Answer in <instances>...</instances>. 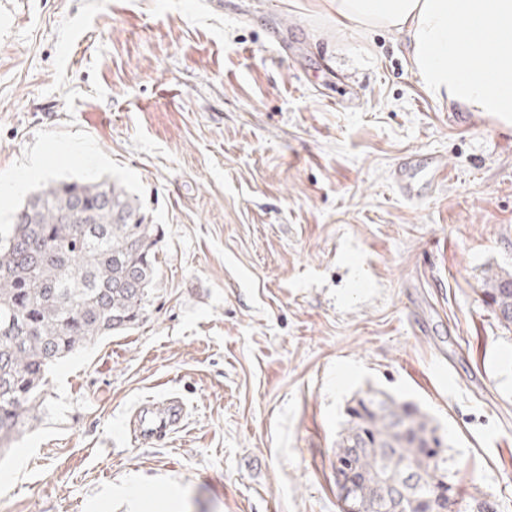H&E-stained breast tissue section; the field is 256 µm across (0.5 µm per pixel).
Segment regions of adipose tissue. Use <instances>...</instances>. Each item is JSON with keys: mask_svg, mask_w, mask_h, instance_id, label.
Masks as SVG:
<instances>
[{"mask_svg": "<svg viewBox=\"0 0 512 512\" xmlns=\"http://www.w3.org/2000/svg\"><path fill=\"white\" fill-rule=\"evenodd\" d=\"M325 8L342 27L402 35L438 102L512 125V0H325ZM475 29L482 41L471 38Z\"/></svg>", "mask_w": 512, "mask_h": 512, "instance_id": "1", "label": "adipose tissue"}]
</instances>
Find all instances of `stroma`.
I'll list each match as a JSON object with an SVG mask.
<instances>
[{
  "label": "stroma",
  "instance_id": "stroma-1",
  "mask_svg": "<svg viewBox=\"0 0 512 512\" xmlns=\"http://www.w3.org/2000/svg\"><path fill=\"white\" fill-rule=\"evenodd\" d=\"M450 174L419 199L408 153ZM109 178L162 230L150 306L56 364L0 512H340L354 398L434 418L457 508L512 512V128L431 98L397 32L320 0H0V232L42 178ZM181 397L175 433L122 435ZM450 170L439 156H431L422 161L419 155L409 153L402 156L396 163L391 177L400 196L405 200H414L417 197L421 183L436 185L445 178ZM482 288L484 302L495 307V314L506 328L512 326V274L491 271Z\"/></svg>",
  "mask_w": 512,
  "mask_h": 512
}]
</instances>
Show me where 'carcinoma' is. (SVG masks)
I'll list each match as a JSON object with an SVG mask.
<instances>
[{
	"instance_id": "obj_1",
	"label": "carcinoma",
	"mask_w": 512,
	"mask_h": 512,
	"mask_svg": "<svg viewBox=\"0 0 512 512\" xmlns=\"http://www.w3.org/2000/svg\"><path fill=\"white\" fill-rule=\"evenodd\" d=\"M159 227L108 179L48 181L0 237V448L19 438L44 401L50 368L96 338L132 328L149 306ZM484 302L512 327V274L492 271ZM420 409L384 392L347 406L336 470L351 474V512H454L443 438ZM399 497L384 485L407 472Z\"/></svg>"
}]
</instances>
